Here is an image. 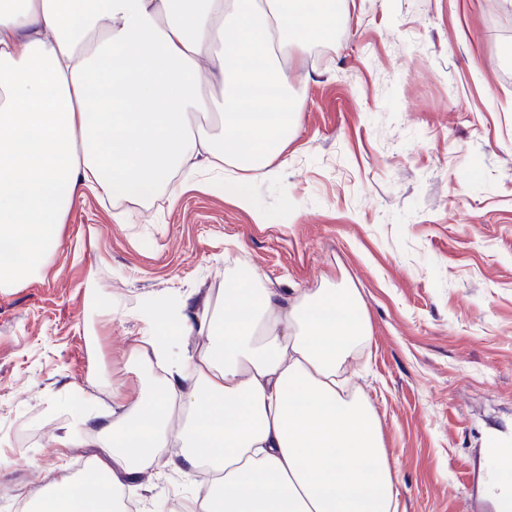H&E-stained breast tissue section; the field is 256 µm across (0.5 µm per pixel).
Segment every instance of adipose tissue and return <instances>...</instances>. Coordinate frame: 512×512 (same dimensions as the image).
Listing matches in <instances>:
<instances>
[{
    "mask_svg": "<svg viewBox=\"0 0 512 512\" xmlns=\"http://www.w3.org/2000/svg\"><path fill=\"white\" fill-rule=\"evenodd\" d=\"M343 20L327 0H0V287L47 270L85 187L174 203L200 162L228 163L240 175L208 188L251 209L246 171L281 153L296 124L288 49ZM204 59L223 99L201 85ZM219 297L151 308L143 361L162 377L138 398L113 389L53 437L58 448L102 437L103 456L88 477L36 490L37 512H118L125 483L159 466L207 472L189 512H397L378 420L339 376L369 334L358 291L292 294L243 264ZM193 335L206 345L172 363V339Z\"/></svg>",
    "mask_w": 512,
    "mask_h": 512,
    "instance_id": "1",
    "label": "adipose tissue"
}]
</instances>
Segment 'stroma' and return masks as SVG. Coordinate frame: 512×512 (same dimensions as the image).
I'll list each match as a JSON object with an SVG mask.
<instances>
[{
  "label": "stroma",
  "instance_id": "35a3bbf8",
  "mask_svg": "<svg viewBox=\"0 0 512 512\" xmlns=\"http://www.w3.org/2000/svg\"><path fill=\"white\" fill-rule=\"evenodd\" d=\"M342 7L345 25L288 61L297 123L249 173L254 211L203 188L173 205L89 192L48 273L0 288V512L99 454L51 438L77 390L138 394L142 310L201 301L239 262L283 290L360 293L370 335L345 369L380 423L398 512H494L488 448L512 442V0ZM190 484L165 468L128 497L149 512Z\"/></svg>",
  "mask_w": 512,
  "mask_h": 512
}]
</instances>
